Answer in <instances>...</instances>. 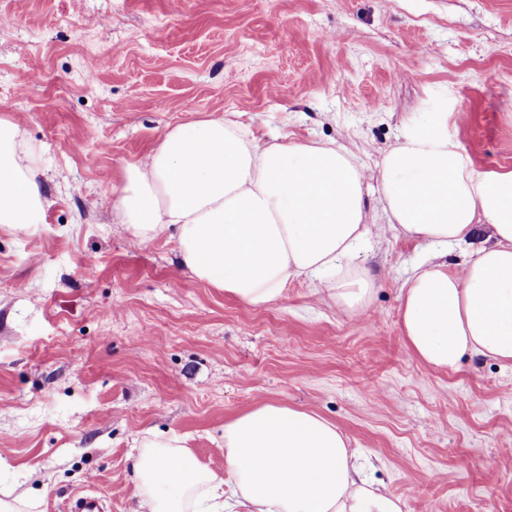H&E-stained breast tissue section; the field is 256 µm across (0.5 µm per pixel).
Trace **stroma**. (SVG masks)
<instances>
[{"mask_svg":"<svg viewBox=\"0 0 512 512\" xmlns=\"http://www.w3.org/2000/svg\"><path fill=\"white\" fill-rule=\"evenodd\" d=\"M439 112L477 170L512 168V0H0V115L51 201L34 232L0 231V490L137 512L144 434L220 474L225 422L281 402L334 423L405 512H512V366L431 368L399 323L414 268L458 270L486 234L445 254L377 218L351 315L305 278L243 305L193 281L171 234L137 245L112 220L126 166L179 124L336 143L375 207L385 153Z\"/></svg>","mask_w":512,"mask_h":512,"instance_id":"35a3bbf8","label":"stroma"}]
</instances>
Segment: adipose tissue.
<instances>
[{
    "label": "adipose tissue",
    "mask_w": 512,
    "mask_h": 512,
    "mask_svg": "<svg viewBox=\"0 0 512 512\" xmlns=\"http://www.w3.org/2000/svg\"><path fill=\"white\" fill-rule=\"evenodd\" d=\"M20 124L0 117V230L30 231L51 205ZM356 158L332 143L259 146L220 117L174 126L128 165L112 212L133 242L174 231L194 281L265 308L290 281L323 286L341 310L370 303L356 259L373 213ZM381 213L393 230L450 249L487 231L462 271L416 268L400 319L413 355L455 368L465 355L512 364V169L482 172L437 127L409 126L384 156ZM224 474L178 437H144L132 470L143 512H404L362 476L335 424L266 402L224 425Z\"/></svg>",
    "instance_id": "1"
}]
</instances>
